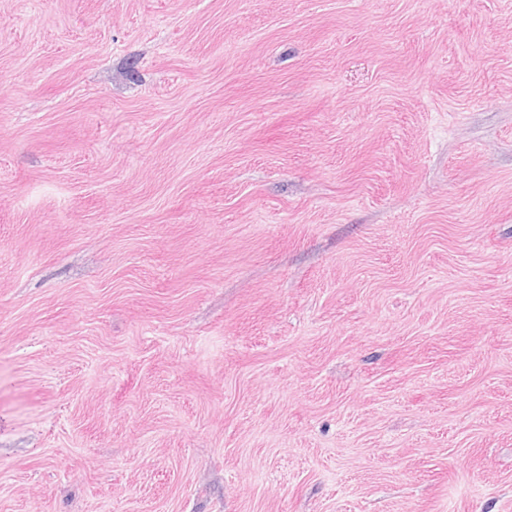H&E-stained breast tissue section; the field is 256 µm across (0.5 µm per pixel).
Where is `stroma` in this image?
Returning <instances> with one entry per match:
<instances>
[{
	"instance_id": "1",
	"label": "stroma",
	"mask_w": 512,
	"mask_h": 512,
	"mask_svg": "<svg viewBox=\"0 0 512 512\" xmlns=\"http://www.w3.org/2000/svg\"><path fill=\"white\" fill-rule=\"evenodd\" d=\"M0 512H512V0H0Z\"/></svg>"
}]
</instances>
